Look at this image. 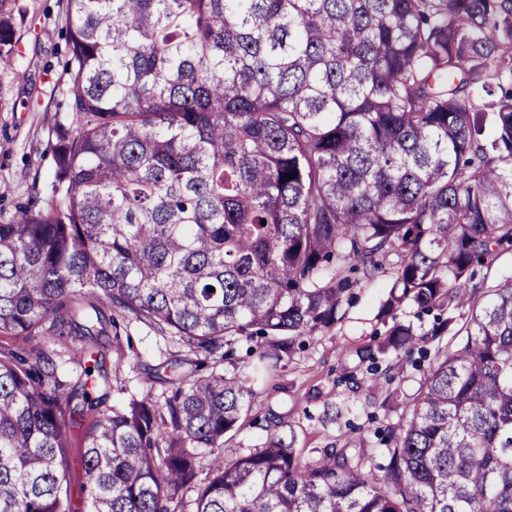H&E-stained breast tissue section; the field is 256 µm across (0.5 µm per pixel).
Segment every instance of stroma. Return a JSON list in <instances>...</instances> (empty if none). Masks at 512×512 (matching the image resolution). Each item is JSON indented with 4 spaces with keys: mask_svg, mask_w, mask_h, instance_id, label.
I'll return each instance as SVG.
<instances>
[{
    "mask_svg": "<svg viewBox=\"0 0 512 512\" xmlns=\"http://www.w3.org/2000/svg\"><path fill=\"white\" fill-rule=\"evenodd\" d=\"M65 0H0L12 12L18 39L13 54L0 62V222L14 214V204L33 192L47 193L53 162L47 149L48 128L63 111L69 75L64 67ZM392 261L374 279L355 290L343 317L328 332L308 338L303 348L284 356L279 367L263 368L257 358L238 351L233 362L247 377L259 403V416L275 414L297 434L302 457L316 448H343L358 457L373 449L377 423L387 410L380 403L387 394L398 400L417 391L422 371L405 366L392 382L373 387L362 346L376 343L391 325L379 309L392 280ZM50 351L68 384L83 378V367L102 359L113 388L108 404L124 403L130 395L152 392L168 395V383L152 380L151 368L169 360H190V346L157 333L131 318L117 333L105 337L93 353L75 355L71 338H60ZM341 410L339 418L325 415L328 406Z\"/></svg>",
    "mask_w": 512,
    "mask_h": 512,
    "instance_id": "35a3bbf8",
    "label": "stroma"
}]
</instances>
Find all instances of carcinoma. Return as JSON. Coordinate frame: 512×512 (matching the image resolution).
<instances>
[{
	"instance_id": "cac0c4a2",
	"label": "carcinoma",
	"mask_w": 512,
	"mask_h": 512,
	"mask_svg": "<svg viewBox=\"0 0 512 512\" xmlns=\"http://www.w3.org/2000/svg\"><path fill=\"white\" fill-rule=\"evenodd\" d=\"M65 25L51 194L0 223V332L36 340L0 355V512H512V278L469 291L512 247V0H66ZM392 255L384 312L448 317L360 350L430 359L376 431L386 464L303 460L274 421L185 499L258 406L220 369L237 345L277 364ZM127 315L194 369L103 410L49 345Z\"/></svg>"
}]
</instances>
